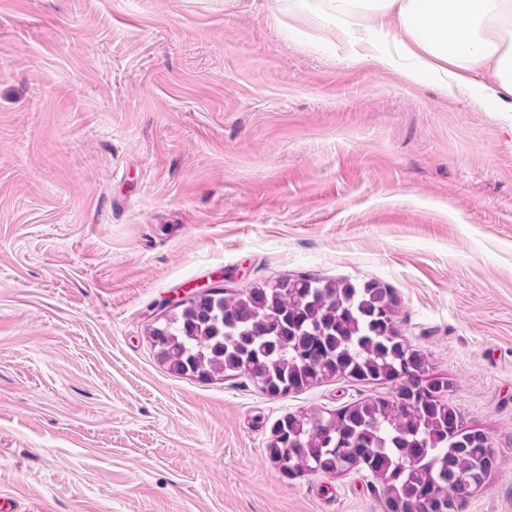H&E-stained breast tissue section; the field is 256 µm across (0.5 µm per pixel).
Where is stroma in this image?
Here are the masks:
<instances>
[{
    "label": "stroma",
    "mask_w": 512,
    "mask_h": 512,
    "mask_svg": "<svg viewBox=\"0 0 512 512\" xmlns=\"http://www.w3.org/2000/svg\"><path fill=\"white\" fill-rule=\"evenodd\" d=\"M377 280L512 512V119L288 0H0V494L23 512H384L366 470L287 475L277 422L387 396L176 376L180 287Z\"/></svg>",
    "instance_id": "1"
}]
</instances>
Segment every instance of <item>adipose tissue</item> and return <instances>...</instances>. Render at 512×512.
I'll list each match as a JSON object with an SVG mask.
<instances>
[{"label": "adipose tissue", "instance_id": "ef3b65f1", "mask_svg": "<svg viewBox=\"0 0 512 512\" xmlns=\"http://www.w3.org/2000/svg\"><path fill=\"white\" fill-rule=\"evenodd\" d=\"M299 15L365 18L344 30L349 58L371 57L411 80L430 77L448 94L492 102L512 115V0H289Z\"/></svg>", "mask_w": 512, "mask_h": 512}]
</instances>
